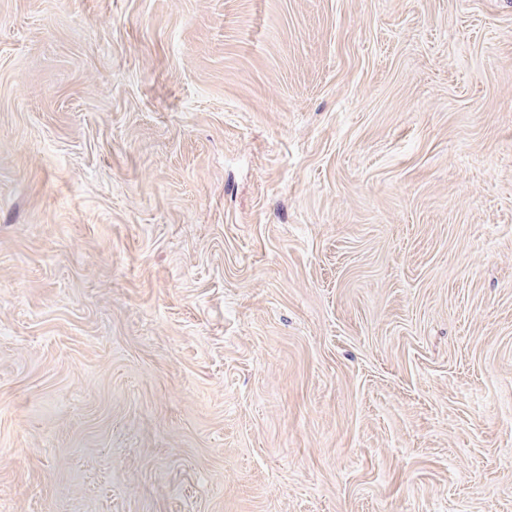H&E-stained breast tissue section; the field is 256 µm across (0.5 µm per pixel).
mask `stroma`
<instances>
[{"mask_svg": "<svg viewBox=\"0 0 512 512\" xmlns=\"http://www.w3.org/2000/svg\"><path fill=\"white\" fill-rule=\"evenodd\" d=\"M0 512H512V0H0Z\"/></svg>", "mask_w": 512, "mask_h": 512, "instance_id": "35a3bbf8", "label": "stroma"}]
</instances>
